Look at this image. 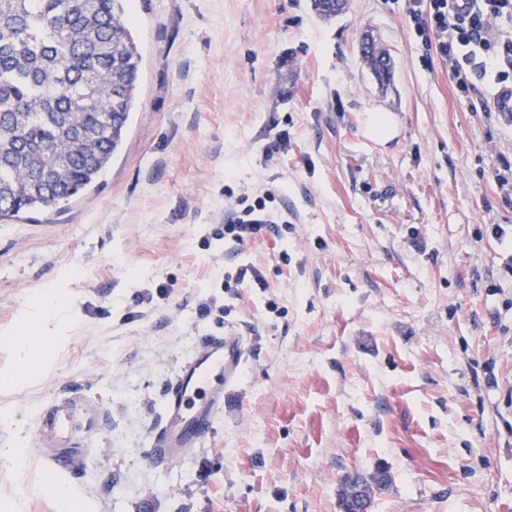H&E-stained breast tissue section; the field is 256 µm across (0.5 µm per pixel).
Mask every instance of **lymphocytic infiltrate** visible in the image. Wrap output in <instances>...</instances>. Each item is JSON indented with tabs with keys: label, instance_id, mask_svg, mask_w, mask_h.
I'll list each match as a JSON object with an SVG mask.
<instances>
[{
	"label": "lymphocytic infiltrate",
	"instance_id": "obj_1",
	"mask_svg": "<svg viewBox=\"0 0 512 512\" xmlns=\"http://www.w3.org/2000/svg\"><path fill=\"white\" fill-rule=\"evenodd\" d=\"M411 16L425 47L447 63L457 93H474L480 81L512 88V30L500 25L512 21V0H415ZM271 227L260 196L225 224L224 239L241 245Z\"/></svg>",
	"mask_w": 512,
	"mask_h": 512
}]
</instances>
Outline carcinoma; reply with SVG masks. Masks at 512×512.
<instances>
[{
    "mask_svg": "<svg viewBox=\"0 0 512 512\" xmlns=\"http://www.w3.org/2000/svg\"><path fill=\"white\" fill-rule=\"evenodd\" d=\"M127 0H0V223L57 207L84 190L123 141L141 54ZM332 20L348 0H312ZM362 57L381 82L389 53L370 36ZM388 481L340 480L341 512H358Z\"/></svg>",
    "mask_w": 512,
    "mask_h": 512,
    "instance_id": "obj_1",
    "label": "carcinoma"
}]
</instances>
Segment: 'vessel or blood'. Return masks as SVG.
<instances>
[{"instance_id":"1","label":"vessel or blood","mask_w":512,"mask_h":512,"mask_svg":"<svg viewBox=\"0 0 512 512\" xmlns=\"http://www.w3.org/2000/svg\"><path fill=\"white\" fill-rule=\"evenodd\" d=\"M244 365V344L235 333L202 339L168 388L164 421L148 450L155 463L182 458L215 434L224 400L239 384Z\"/></svg>"}]
</instances>
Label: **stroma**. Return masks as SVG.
<instances>
[{
	"mask_svg": "<svg viewBox=\"0 0 512 512\" xmlns=\"http://www.w3.org/2000/svg\"><path fill=\"white\" fill-rule=\"evenodd\" d=\"M130 4L120 150L67 204L0 224V448L26 451L0 512H58L55 483L88 512H341V476L380 466L369 512H512V114L484 116L487 84L457 94L412 0L330 21L311 0ZM368 112L393 134L364 138ZM269 190L277 234L218 240ZM37 320L28 353L8 344ZM228 330L245 376L215 437L151 463L168 387ZM362 57L376 78L382 83L390 80L392 61L389 53L373 37L366 36L362 42Z\"/></svg>",
	"mask_w": 512,
	"mask_h": 512,
	"instance_id": "1",
	"label": "stroma"
}]
</instances>
